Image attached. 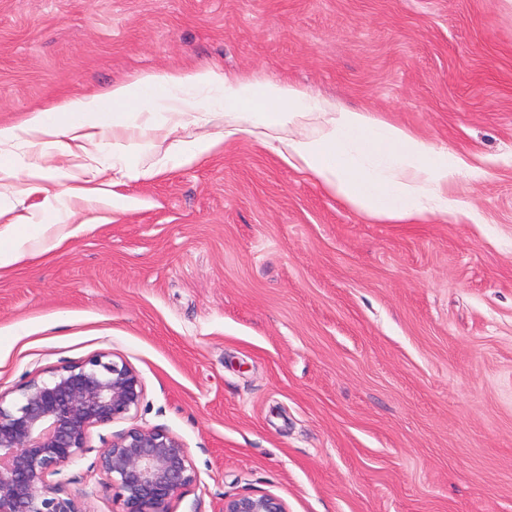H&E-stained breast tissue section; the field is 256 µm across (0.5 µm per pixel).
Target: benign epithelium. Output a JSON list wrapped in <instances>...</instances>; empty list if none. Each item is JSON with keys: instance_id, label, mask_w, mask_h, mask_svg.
<instances>
[{"instance_id": "benign-epithelium-1", "label": "benign epithelium", "mask_w": 512, "mask_h": 512, "mask_svg": "<svg viewBox=\"0 0 512 512\" xmlns=\"http://www.w3.org/2000/svg\"><path fill=\"white\" fill-rule=\"evenodd\" d=\"M144 397L139 374L105 352L49 371L5 405L0 394V512H82L51 476L89 447L92 429L128 419ZM105 488L123 512H173L195 474L184 444L158 430L133 426L101 448ZM224 512H286L271 495L224 501Z\"/></svg>"}]
</instances>
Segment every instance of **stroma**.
Masks as SVG:
<instances>
[{"label":"stroma","mask_w":512,"mask_h":512,"mask_svg":"<svg viewBox=\"0 0 512 512\" xmlns=\"http://www.w3.org/2000/svg\"><path fill=\"white\" fill-rule=\"evenodd\" d=\"M284 80L397 122L481 169L453 193L477 222L365 219L259 141L192 158L188 121L143 140L140 178L56 244L26 195L34 258L0 270V393L99 353L144 398L94 428L56 480L123 512L98 453L138 425L187 448L173 512L272 495L287 512H512V0H0V127L152 73ZM32 158L0 145V199Z\"/></svg>","instance_id":"obj_1"}]
</instances>
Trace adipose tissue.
Wrapping results in <instances>:
<instances>
[{
  "instance_id": "1",
  "label": "adipose tissue",
  "mask_w": 512,
  "mask_h": 512,
  "mask_svg": "<svg viewBox=\"0 0 512 512\" xmlns=\"http://www.w3.org/2000/svg\"><path fill=\"white\" fill-rule=\"evenodd\" d=\"M196 113L223 122L224 139L271 144L285 165L367 217L421 224L461 214L450 189L468 164L455 151L371 112L320 103L295 84H256L211 69L151 74L32 111L0 127V144L18 141L61 160L108 139L113 158L133 174L137 133L171 131Z\"/></svg>"
}]
</instances>
